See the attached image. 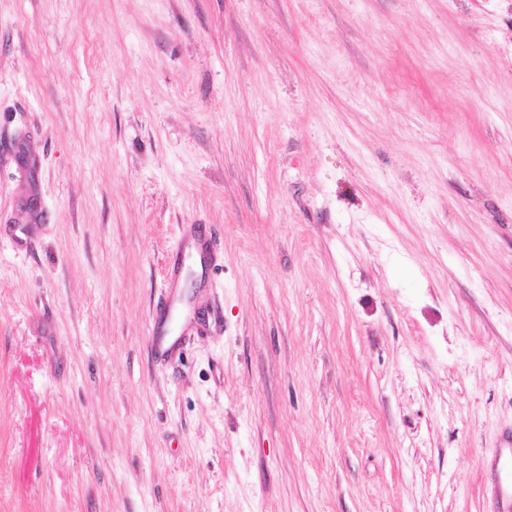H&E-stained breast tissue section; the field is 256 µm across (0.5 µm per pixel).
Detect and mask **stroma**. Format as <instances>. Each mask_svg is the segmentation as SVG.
<instances>
[{
	"instance_id": "1",
	"label": "stroma",
	"mask_w": 512,
	"mask_h": 512,
	"mask_svg": "<svg viewBox=\"0 0 512 512\" xmlns=\"http://www.w3.org/2000/svg\"><path fill=\"white\" fill-rule=\"evenodd\" d=\"M512 0H0V512H501Z\"/></svg>"
}]
</instances>
